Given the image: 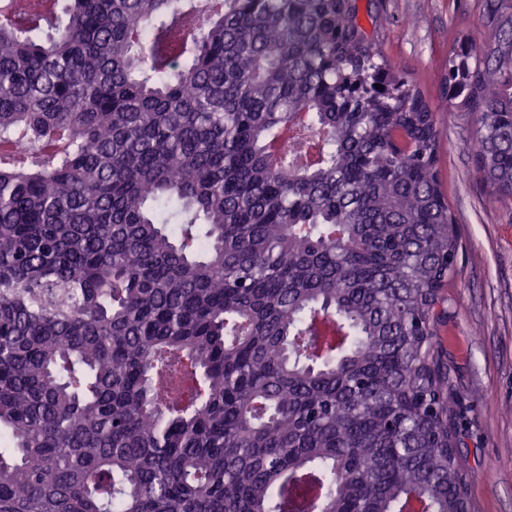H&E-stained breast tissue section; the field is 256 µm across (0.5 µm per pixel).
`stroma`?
I'll use <instances>...</instances> for the list:
<instances>
[{
	"mask_svg": "<svg viewBox=\"0 0 512 512\" xmlns=\"http://www.w3.org/2000/svg\"><path fill=\"white\" fill-rule=\"evenodd\" d=\"M384 13L385 55L427 95L443 130L440 177L462 236L438 327L465 434L460 460L477 512H512V204L474 167L477 122L442 93L453 40L476 29L484 0H359Z\"/></svg>",
	"mask_w": 512,
	"mask_h": 512,
	"instance_id": "35a3bbf8",
	"label": "stroma"
}]
</instances>
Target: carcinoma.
Segmentation results:
<instances>
[{
	"instance_id": "1",
	"label": "carcinoma",
	"mask_w": 512,
	"mask_h": 512,
	"mask_svg": "<svg viewBox=\"0 0 512 512\" xmlns=\"http://www.w3.org/2000/svg\"><path fill=\"white\" fill-rule=\"evenodd\" d=\"M0 0V512H474L442 131L357 0ZM448 108L512 203V0ZM381 88H376V85ZM344 343L314 355L317 317Z\"/></svg>"
}]
</instances>
